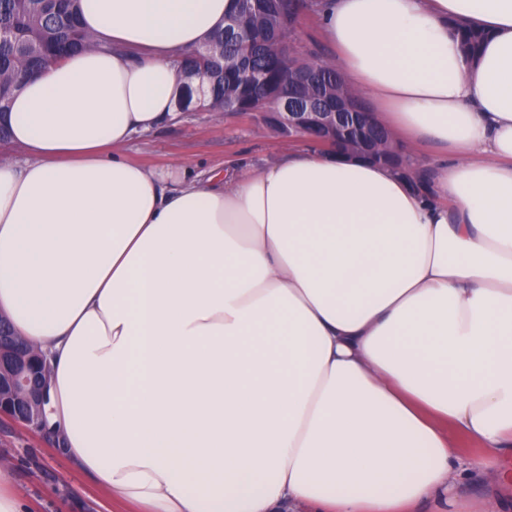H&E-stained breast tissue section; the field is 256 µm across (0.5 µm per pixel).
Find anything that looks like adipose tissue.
Listing matches in <instances>:
<instances>
[{"label":"adipose tissue","mask_w":512,"mask_h":512,"mask_svg":"<svg viewBox=\"0 0 512 512\" xmlns=\"http://www.w3.org/2000/svg\"><path fill=\"white\" fill-rule=\"evenodd\" d=\"M230 4L80 0L95 47L0 113V315L60 453L145 512H445L457 433L512 483V0H324L373 117L450 154L427 193L304 141L202 180L129 161L207 91L174 66Z\"/></svg>","instance_id":"1"}]
</instances>
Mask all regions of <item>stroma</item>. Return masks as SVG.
<instances>
[{
	"label": "stroma",
	"mask_w": 512,
	"mask_h": 512,
	"mask_svg": "<svg viewBox=\"0 0 512 512\" xmlns=\"http://www.w3.org/2000/svg\"><path fill=\"white\" fill-rule=\"evenodd\" d=\"M296 139L274 132L242 113L186 112L134 138L126 156L150 169L182 165L195 174L212 169L239 172L287 154ZM0 469L25 512H131L112 501L91 477L70 464L39 434L0 420Z\"/></svg>",
	"instance_id": "stroma-1"
}]
</instances>
